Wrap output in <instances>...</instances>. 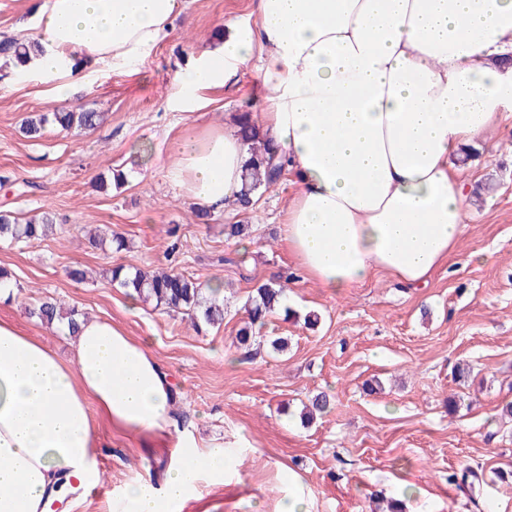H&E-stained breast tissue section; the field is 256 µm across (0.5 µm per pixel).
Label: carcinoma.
Wrapping results in <instances>:
<instances>
[{"mask_svg": "<svg viewBox=\"0 0 512 512\" xmlns=\"http://www.w3.org/2000/svg\"><path fill=\"white\" fill-rule=\"evenodd\" d=\"M35 47L36 44L32 41L5 36L0 39V59L12 62L17 69L26 63L29 52ZM100 120L99 112L62 109L26 119L23 132L30 138H38L43 135L48 125L58 126L65 131H82L95 128ZM238 135L248 147L249 157L245 163L244 185L237 197V203L247 209L254 205V197L261 189H267L280 180L284 168L281 164L273 163L271 144L260 137L252 113H240ZM52 226L53 217L47 212L22 223L12 212L0 211V238L27 242L46 236ZM89 241L100 247L107 244L115 252L127 247L126 239L118 234L111 235L109 240L91 234ZM106 275L112 283L125 289L127 294H135L140 300L152 303L157 308L183 314L196 330L202 323L217 328L224 324V305L219 303V299L215 297L216 291L206 282H200L173 270L137 269L132 272L122 265L107 269ZM286 288L287 284L278 283L274 286L264 284L254 290L245 303L247 321L237 331L234 344L244 348L251 346L254 329L263 327L267 318L280 309ZM29 314L47 327L56 322H64L71 334L76 332L81 320L77 310L63 308L54 298L30 309ZM328 408L327 396L322 393L315 395L309 404L304 406L303 421L311 422L315 413H323Z\"/></svg>", "mask_w": 512, "mask_h": 512, "instance_id": "1", "label": "carcinoma"}]
</instances>
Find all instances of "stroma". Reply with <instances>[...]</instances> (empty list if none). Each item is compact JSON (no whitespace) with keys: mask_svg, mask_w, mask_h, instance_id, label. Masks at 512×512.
I'll list each match as a JSON object with an SVG mask.
<instances>
[{"mask_svg":"<svg viewBox=\"0 0 512 512\" xmlns=\"http://www.w3.org/2000/svg\"><path fill=\"white\" fill-rule=\"evenodd\" d=\"M45 2L0 0V34L31 36ZM230 19L257 25L255 0H185L147 57L122 69H82L65 104L32 74L0 67V211L56 217L45 239L0 240V266L17 283L12 298L0 299V319L67 353V334L28 314L52 297L149 345L177 390L179 428L202 449L239 443L223 482L201 481L181 512H278L293 484L310 512H370L371 496L406 490L405 512H512V422L498 416L512 401V113L464 167L481 198L467 206L459 251L427 284L407 288L380 275L331 296L296 277L283 240L292 175L260 191L248 210L228 203L202 217L170 174L186 127L231 128L246 110L262 117L264 92L250 64L224 87L203 91L196 112L169 107L177 73ZM64 106L104 120L81 133L50 126L38 139L22 134L24 119ZM118 170L125 186L97 188L99 177ZM228 224L246 225L244 236L226 237ZM88 225L123 234L128 250L92 247ZM472 253L484 262L469 261ZM114 265L222 282L223 325L197 331L180 315L132 301L103 277ZM72 267L87 268L90 278L72 280ZM286 275L295 317H269L250 349L237 348L248 296ZM312 311L320 320L309 329L302 318ZM277 337L288 340L281 355L270 346ZM320 392L329 409L302 424L303 404ZM93 420L104 491L71 493L55 512H109L127 484L161 482L178 454L101 415ZM466 466L480 486L449 483Z\"/></svg>","mask_w":512,"mask_h":512,"instance_id":"35a3bbf8","label":"stroma"}]
</instances>
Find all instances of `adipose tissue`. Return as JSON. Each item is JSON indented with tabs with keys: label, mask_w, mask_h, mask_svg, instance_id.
<instances>
[{
	"label": "adipose tissue",
	"mask_w": 512,
	"mask_h": 512,
	"mask_svg": "<svg viewBox=\"0 0 512 512\" xmlns=\"http://www.w3.org/2000/svg\"><path fill=\"white\" fill-rule=\"evenodd\" d=\"M182 0H47L27 69L59 100L76 58L110 66L147 56ZM258 26L231 23L176 76L198 108L258 60L263 129L297 189L283 239L303 275L342 296L376 274L427 283L457 251L466 183L451 162L512 112V0H255ZM173 169L183 195L223 209L242 188L236 131L187 129ZM61 358L0 320V512H46L95 472L93 416L172 439L162 488L126 486L128 512L176 510L202 475L224 473V446L178 431L175 388L149 347L108 320L81 323Z\"/></svg>",
	"instance_id": "ef3b65f1"
}]
</instances>
